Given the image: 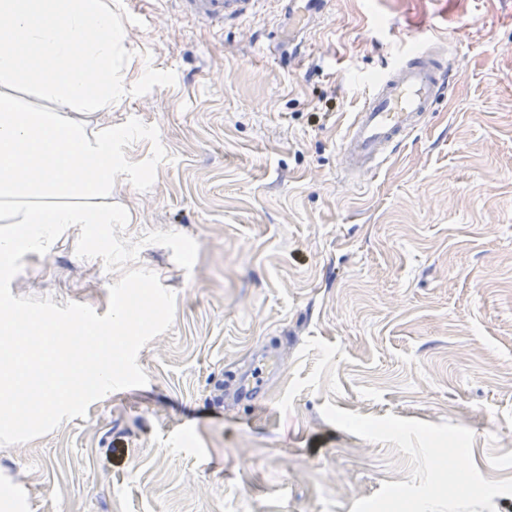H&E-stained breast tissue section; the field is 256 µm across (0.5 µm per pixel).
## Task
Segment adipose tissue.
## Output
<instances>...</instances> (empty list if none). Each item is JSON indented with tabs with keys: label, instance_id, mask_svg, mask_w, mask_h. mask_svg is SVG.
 Here are the masks:
<instances>
[{
	"label": "adipose tissue",
	"instance_id": "obj_1",
	"mask_svg": "<svg viewBox=\"0 0 512 512\" xmlns=\"http://www.w3.org/2000/svg\"><path fill=\"white\" fill-rule=\"evenodd\" d=\"M125 41L111 0H0L1 261L122 222L98 115L125 96Z\"/></svg>",
	"mask_w": 512,
	"mask_h": 512
}]
</instances>
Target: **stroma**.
I'll list each match as a JSON object with an SVG mask.
<instances>
[{
	"label": "stroma",
	"mask_w": 512,
	"mask_h": 512,
	"mask_svg": "<svg viewBox=\"0 0 512 512\" xmlns=\"http://www.w3.org/2000/svg\"><path fill=\"white\" fill-rule=\"evenodd\" d=\"M112 5L135 60L100 116L123 131L112 201L175 316L139 353L146 385L0 446L28 512H351L409 465L329 424L328 402L467 426L483 477L512 478V0H331L293 45L286 0L220 31L176 0ZM423 34L448 94L353 182L361 90ZM154 230L197 241L192 270ZM80 232L25 254L13 296L104 315L121 273L79 257ZM265 353L277 368L239 401L225 371Z\"/></svg>",
	"instance_id": "obj_1"
}]
</instances>
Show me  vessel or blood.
<instances>
[{
  "label": "vessel or blood",
  "instance_id": "vessel-or-blood-1",
  "mask_svg": "<svg viewBox=\"0 0 512 512\" xmlns=\"http://www.w3.org/2000/svg\"><path fill=\"white\" fill-rule=\"evenodd\" d=\"M192 19L221 26L246 20L260 0H179ZM328 0H289L288 28L297 32L320 13ZM415 55H402L380 78L367 83L362 105L342 139V158L347 171L364 180L410 134L416 132L427 112L445 95L450 73L432 38L416 41ZM275 365L267 357L256 358L246 377L237 379L243 394L261 388Z\"/></svg>",
  "mask_w": 512,
  "mask_h": 512
}]
</instances>
